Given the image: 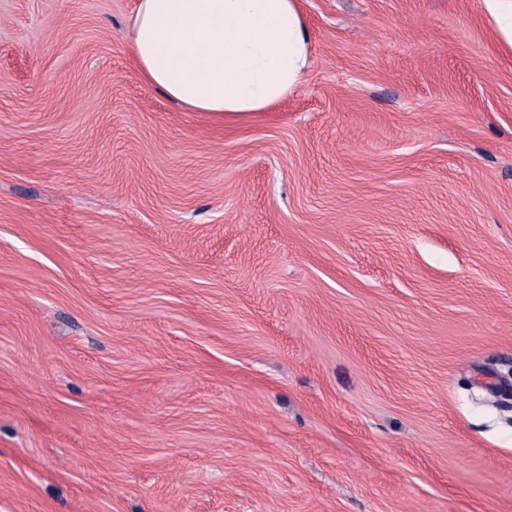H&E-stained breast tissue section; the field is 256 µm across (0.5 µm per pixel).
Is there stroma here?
Masks as SVG:
<instances>
[{"label":"stroma","mask_w":512,"mask_h":512,"mask_svg":"<svg viewBox=\"0 0 512 512\" xmlns=\"http://www.w3.org/2000/svg\"><path fill=\"white\" fill-rule=\"evenodd\" d=\"M138 0H0V512H512V48L296 0L301 84L192 112Z\"/></svg>","instance_id":"35a3bbf8"}]
</instances>
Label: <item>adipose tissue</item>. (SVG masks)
<instances>
[{"mask_svg":"<svg viewBox=\"0 0 512 512\" xmlns=\"http://www.w3.org/2000/svg\"><path fill=\"white\" fill-rule=\"evenodd\" d=\"M128 41L149 85L221 117L264 111L310 65L294 0H138Z\"/></svg>","mask_w":512,"mask_h":512,"instance_id":"obj_1","label":"adipose tissue"}]
</instances>
